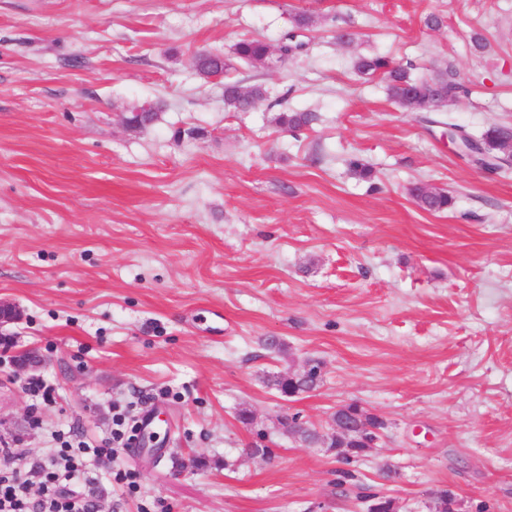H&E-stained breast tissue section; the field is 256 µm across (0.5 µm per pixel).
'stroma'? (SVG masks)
Returning <instances> with one entry per match:
<instances>
[{
	"instance_id": "stroma-1",
	"label": "stroma",
	"mask_w": 512,
	"mask_h": 512,
	"mask_svg": "<svg viewBox=\"0 0 512 512\" xmlns=\"http://www.w3.org/2000/svg\"><path fill=\"white\" fill-rule=\"evenodd\" d=\"M295 11L314 18L305 50L238 67L267 94L225 111L195 53L278 46ZM374 54L417 78L454 70L467 92L427 123L354 73ZM149 103L153 123L121 124ZM282 110L318 119L287 133ZM492 124L512 125V0H0V303L20 312L0 327L11 468L29 471L55 431L94 446L116 415L149 414L155 453L112 462L136 491L101 481L99 512H365L361 487L398 512H431L443 489L459 512H512V168L486 173L446 137ZM418 184L454 206L424 210ZM26 351L41 366L18 368ZM310 359L314 391L269 385ZM346 403L387 424L353 486L337 485L334 450L280 424L296 414L328 437ZM260 440L272 458L247 455Z\"/></svg>"
}]
</instances>
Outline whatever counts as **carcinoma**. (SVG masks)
<instances>
[{
	"mask_svg": "<svg viewBox=\"0 0 512 512\" xmlns=\"http://www.w3.org/2000/svg\"><path fill=\"white\" fill-rule=\"evenodd\" d=\"M313 17L306 12H296L291 16V26L280 41L282 54L295 55L305 47L304 32L313 26ZM271 46L256 37L238 40L231 48L230 56L210 55L203 52L195 54L196 72L206 82L220 79L224 83V108L227 112L248 111L247 99L256 102L264 99L265 89L259 84L243 85L231 77L234 62L247 64L255 68H265L273 58ZM354 71L361 77H383L387 82L389 98L407 112H423V104L430 91L431 84L427 80L413 78L408 68L396 63L392 58L383 55L359 57L354 61ZM438 88L442 92V103L437 111H442L448 103L456 100L463 92L462 84L448 71L437 78ZM316 116L310 111H281L275 117L276 124L287 131H299L310 127ZM512 137V127L509 125H493L484 130L478 137L479 141L487 143L495 149ZM419 205L433 212H442L454 204L453 197L441 190L413 191ZM368 448V444L360 437H354L345 453L337 459L340 467L336 469V484L342 485L355 479L351 466L356 457Z\"/></svg>",
	"mask_w": 512,
	"mask_h": 512,
	"instance_id": "cac0c4a2",
	"label": "carcinoma"
}]
</instances>
